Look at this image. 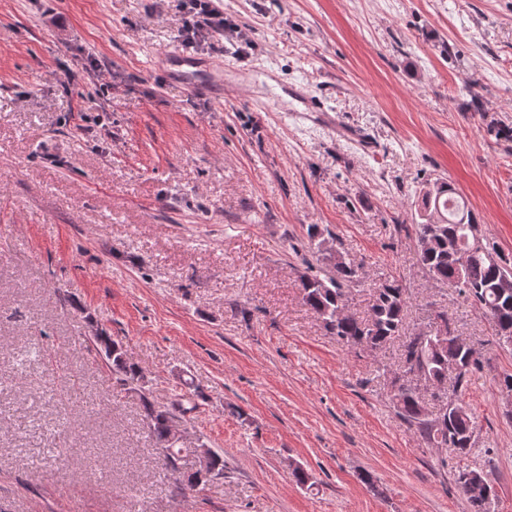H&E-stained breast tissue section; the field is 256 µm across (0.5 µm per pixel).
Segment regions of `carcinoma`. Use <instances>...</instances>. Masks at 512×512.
Listing matches in <instances>:
<instances>
[{
    "instance_id": "carcinoma-1",
    "label": "carcinoma",
    "mask_w": 512,
    "mask_h": 512,
    "mask_svg": "<svg viewBox=\"0 0 512 512\" xmlns=\"http://www.w3.org/2000/svg\"><path fill=\"white\" fill-rule=\"evenodd\" d=\"M417 212L419 221L414 225L415 241L426 244L418 252V259L428 278L436 284L455 288L464 301L490 317L497 335L512 337V284L505 285V278L512 279V262L507 261L495 247L474 242L473 231L479 230L478 220L457 189L443 179L427 183L420 190ZM308 235L310 239L317 240L322 267L301 276L302 299L321 320L326 331L345 346L364 342L374 351L401 336L408 307L407 291L402 284L392 279L375 288L370 310L362 319L343 313L353 289L360 284L358 265L346 257L339 262L332 260L318 226H311ZM459 250L467 254L463 263L456 255ZM95 342L103 352V361L115 376L116 383L125 390H138L142 370L129 357L124 345L109 336H99ZM400 360V368L394 373V384L390 390L396 417L424 441L447 448L457 455L470 454L478 447V441L474 422L459 391L471 375L484 368L485 361L471 355L456 336L448 339L447 347L438 349L421 339L418 333L404 337ZM450 360L459 365L461 373L454 379L453 393L449 396L453 408L446 412L445 420L436 424L421 415L420 396L400 380L413 364L422 365L437 374L448 366ZM141 399L144 417L151 422L150 436L164 455L171 483L183 495L195 490L203 480L175 465L176 460L187 456L190 449L175 445L170 440L177 416L186 414L189 408L180 398L168 405H158L145 395ZM471 474L488 482L484 472L465 469L458 473L456 483L470 501L472 512H490L488 499L468 490L469 480L465 476Z\"/></svg>"
}]
</instances>
